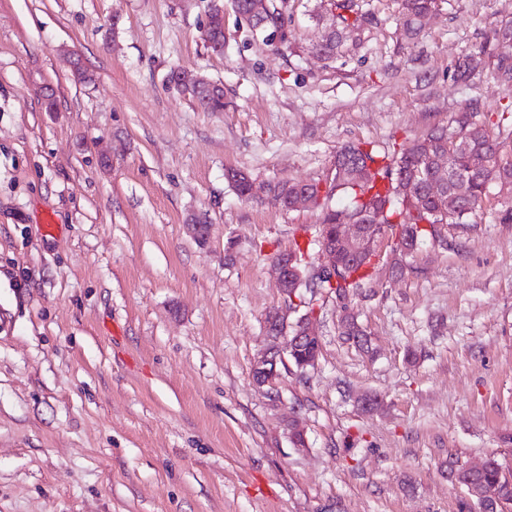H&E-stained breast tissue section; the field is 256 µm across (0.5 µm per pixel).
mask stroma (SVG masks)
Wrapping results in <instances>:
<instances>
[{
  "label": "stroma",
  "mask_w": 512,
  "mask_h": 512,
  "mask_svg": "<svg viewBox=\"0 0 512 512\" xmlns=\"http://www.w3.org/2000/svg\"><path fill=\"white\" fill-rule=\"evenodd\" d=\"M319 2L261 32L228 2L216 54L213 0H0V512H478L449 464L512 469L510 192L439 225L404 276L377 261L351 302L372 354L307 291L316 368L252 382L284 304L272 261L323 211L241 199L226 169L326 186L341 146L391 153L465 113L512 158V90L484 49L512 0H438L409 44L397 0H357L363 43L330 60ZM174 68L222 83L224 110L169 89Z\"/></svg>",
  "instance_id": "1"
}]
</instances>
